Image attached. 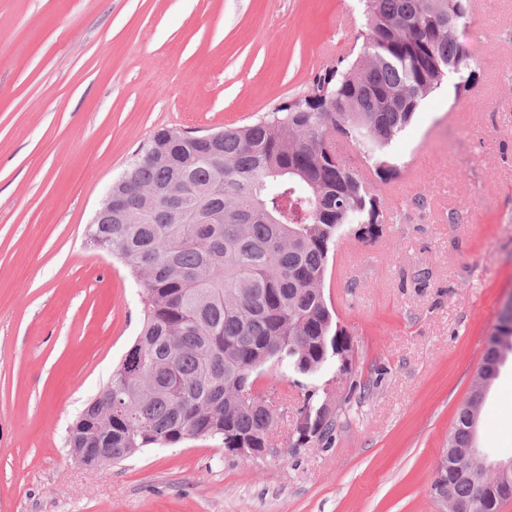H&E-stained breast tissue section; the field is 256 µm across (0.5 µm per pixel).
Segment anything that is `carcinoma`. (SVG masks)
<instances>
[{
    "label": "carcinoma",
    "mask_w": 512,
    "mask_h": 512,
    "mask_svg": "<svg viewBox=\"0 0 512 512\" xmlns=\"http://www.w3.org/2000/svg\"><path fill=\"white\" fill-rule=\"evenodd\" d=\"M366 19L357 57L317 74L306 107L294 98L258 122L220 131L218 152L201 155L194 139L155 133L112 183L151 214L146 223L112 215L90 224L87 244L112 250L145 290L135 339L155 380L130 377L124 359L69 430L80 448H170L187 433L219 438L224 448H260L275 410L242 392L262 351L301 375L342 356L351 338L322 288L328 255L352 224L367 233L386 222L374 188L336 153L351 143L383 181L398 170L389 147L421 103L455 74L456 93L477 77L456 32L471 0H361ZM512 351V302L500 312L470 396L458 410L436 467L432 493L462 512H501L512 478L477 468L471 447L487 386Z\"/></svg>",
    "instance_id": "cac0c4a2"
}]
</instances>
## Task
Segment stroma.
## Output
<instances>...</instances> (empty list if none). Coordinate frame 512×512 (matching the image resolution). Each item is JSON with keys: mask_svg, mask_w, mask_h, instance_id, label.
I'll list each match as a JSON object with an SVG mask.
<instances>
[{"mask_svg": "<svg viewBox=\"0 0 512 512\" xmlns=\"http://www.w3.org/2000/svg\"><path fill=\"white\" fill-rule=\"evenodd\" d=\"M476 64L426 98L375 183L389 223L347 227L327 300L346 370L262 389L276 455L221 439L81 466L72 423L135 341L144 290L85 231L159 129L257 121L362 44L361 0H0V512H439L431 485L499 312L512 298V0H473ZM331 442L299 439L310 408ZM512 457V357L476 429Z\"/></svg>", "mask_w": 512, "mask_h": 512, "instance_id": "obj_1", "label": "stroma"}]
</instances>
